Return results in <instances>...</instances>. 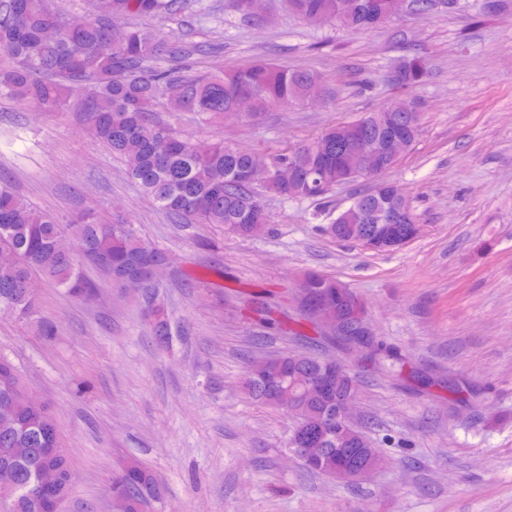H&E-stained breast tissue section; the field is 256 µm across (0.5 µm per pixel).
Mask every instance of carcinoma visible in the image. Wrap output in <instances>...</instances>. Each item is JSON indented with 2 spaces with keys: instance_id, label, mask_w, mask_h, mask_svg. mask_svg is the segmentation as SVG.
I'll return each instance as SVG.
<instances>
[{
  "instance_id": "1",
  "label": "carcinoma",
  "mask_w": 512,
  "mask_h": 512,
  "mask_svg": "<svg viewBox=\"0 0 512 512\" xmlns=\"http://www.w3.org/2000/svg\"><path fill=\"white\" fill-rule=\"evenodd\" d=\"M288 10L312 26L325 23L355 31H371L389 20L390 0H286ZM183 0H93L90 17L64 13L53 0H0V51L9 64L0 66V97L19 102L36 101L43 112L71 109L84 118L88 132L112 155L126 164V172L143 194L178 224H222L227 233L251 238L263 234L269 216L255 187L246 180L253 153L222 140L205 145L182 135L159 119L156 103L170 96L173 112H198L219 118L234 111L245 118L286 108L311 99L333 101L332 89L311 70H290L265 60L199 76L185 74L168 61L190 54L158 30L112 26L115 18L131 15L176 14ZM393 83L413 88L423 83L428 68L421 56L400 61L392 71ZM403 116L408 144L421 132V113L415 101H395L366 112L357 119L324 129L315 139L267 157L273 178L263 188L284 199H326L336 184L347 178L351 149H368L381 141L388 113ZM402 210V200L388 181L377 190L362 193L324 226L340 242L368 245L393 252L397 246L383 239L381 212ZM77 241L90 258L101 261L94 268L122 285L143 275L150 262H167V253L142 240L129 224H102L83 216L68 224L39 212L11 187L0 184V313L33 316L35 296L22 290L30 271L38 269L69 294L92 291L82 273V261L66 256L67 245ZM301 291L336 309L347 322L365 317L355 292L347 285L317 271L305 272ZM153 318L152 335L167 346L177 331L162 307L155 289L142 295ZM317 356L283 352L272 356L269 369L257 377L247 374L243 386L255 400L280 406L283 393L295 397L292 418L297 420L288 437V451L313 474L333 476L353 463L377 469L384 462L381 451L357 425L340 429L329 419L336 397L357 394L351 378L334 380L322 395L307 392L325 371ZM25 387L12 363L0 356V409L12 419L0 425V462L13 459L16 449H29L18 462L12 487L0 490V512H33V493L43 456L59 449L62 469L71 466L57 432L44 434L51 413L31 411ZM315 436L322 451L311 460L300 458L296 433ZM112 496L123 512H153L164 498V486L146 465L129 461L112 480Z\"/></svg>"
}]
</instances>
